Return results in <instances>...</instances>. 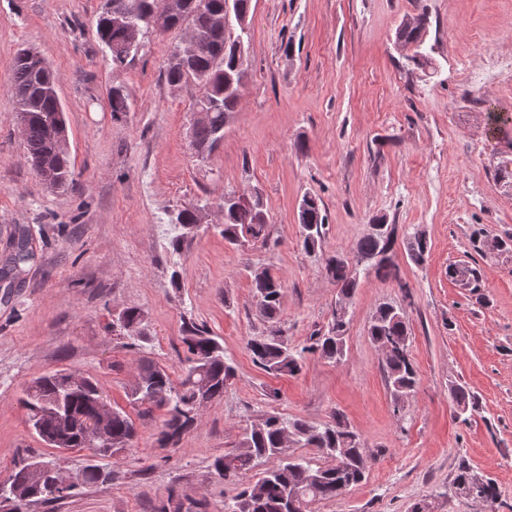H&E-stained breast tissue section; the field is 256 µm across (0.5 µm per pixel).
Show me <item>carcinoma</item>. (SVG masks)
<instances>
[{"label":"carcinoma","instance_id":"obj_1","mask_svg":"<svg viewBox=\"0 0 512 512\" xmlns=\"http://www.w3.org/2000/svg\"><path fill=\"white\" fill-rule=\"evenodd\" d=\"M105 0L104 10L96 20L97 35L109 50L112 65L123 67L133 61L146 47L150 33L149 18L167 14L164 30L191 29L203 39V46L192 56L175 48L165 67V79L171 86L193 80L207 98L212 119L207 124L195 125L192 142L214 150L224 140V124L237 110L246 70L239 67L237 45L251 39V26L228 27L217 23L224 16L227 0ZM120 11L125 22L120 27L112 24V13ZM431 24L430 15L423 10L403 21L396 30V39L413 53L406 60L421 68L433 67L432 57L423 51L425 37ZM38 53L20 50L14 60L10 92L16 104V118L24 141V159L36 172L45 168L53 172L51 190L73 185L69 155L56 149L49 130L66 125L62 105L51 69L35 62ZM108 104L113 112L130 111L129 98L123 90L112 88ZM208 204H190L178 210L176 222L179 233L170 240L173 251L181 250L191 234V226L202 223ZM267 214L262 199L254 207L224 212L221 234L231 245L242 246L266 237L267 223L261 215ZM298 223L302 228L301 246L308 254L320 248L324 236L325 215L321 200L314 194L303 196L298 207ZM15 238L17 251L0 268V276L8 280L6 287L24 271L33 258V251L25 231L18 230ZM395 244L394 233L385 236L367 235L359 241L354 256L346 259L336 256L326 264L327 274L336 282L339 294L351 298L359 287V257L381 256L372 267L379 276L396 275L391 261ZM408 257L417 266L425 262L430 250L425 238L407 243ZM253 295L260 316L267 323L260 336L248 338L246 346L252 361L263 371L275 375H296L304 366L305 353L317 352L328 361H338L345 354L348 324L331 320L327 330L313 338L308 347L293 346L280 327L284 287L270 271L256 269L251 273ZM119 321L123 329H131L130 338L148 341L139 325L142 312L136 307L126 309ZM182 342L186 346V364L179 381L150 358L141 361L135 383L128 394L129 403L144 416L161 413L158 443L175 448L194 426L190 411L200 402L212 403L224 397V390L234 379V367L225 359L224 346L205 326L193 322L185 324ZM371 341L388 340L392 348L383 352L386 382L393 401L413 392L418 384V373L410 359V334L406 317L396 305L378 306L368 325ZM104 398L97 383L89 377L57 371L34 379L27 387L22 404L28 423L35 434L49 447L97 448L98 459L83 467L82 486H94L113 480L112 470L100 464L134 447L137 428L130 415L122 408L112 409V417L105 425L110 437L108 443L95 441V432L84 427L85 420L97 413L98 402ZM454 417L476 409L477 402L466 388L453 389ZM291 435L293 442L305 448H315L327 460L321 466L312 460L297 456L281 457L283 435ZM278 457L279 463L260 473L256 479L248 475L261 460ZM365 444L337 413L332 420L318 424L304 419H290L276 412L266 413L247 427L239 442V449L227 452L211 464L216 478L226 484L240 486L234 496L224 500V512H314L319 502L334 499L366 479ZM73 497L53 489L49 479L34 467V461H22L14 466L5 480H0V512H23L34 504H47ZM207 508L202 501L184 504L175 491L154 507L153 512H201Z\"/></svg>","mask_w":512,"mask_h":512}]
</instances>
